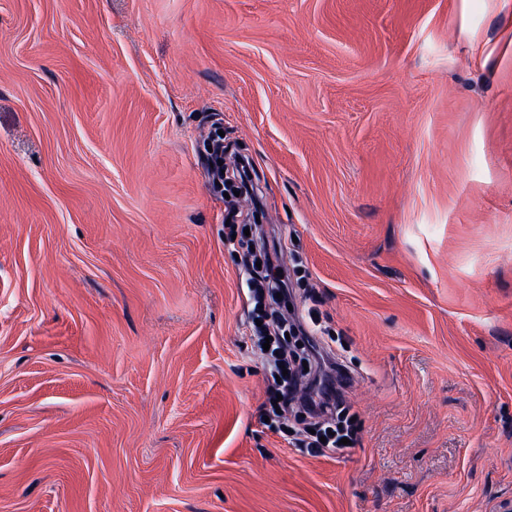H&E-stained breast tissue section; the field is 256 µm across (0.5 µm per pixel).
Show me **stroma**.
<instances>
[{
  "mask_svg": "<svg viewBox=\"0 0 512 512\" xmlns=\"http://www.w3.org/2000/svg\"><path fill=\"white\" fill-rule=\"evenodd\" d=\"M253 161L362 445L269 372L203 157ZM512 507V0H0V512Z\"/></svg>",
  "mask_w": 512,
  "mask_h": 512,
  "instance_id": "stroma-1",
  "label": "stroma"
}]
</instances>
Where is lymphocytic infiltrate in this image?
Wrapping results in <instances>:
<instances>
[{"mask_svg":"<svg viewBox=\"0 0 512 512\" xmlns=\"http://www.w3.org/2000/svg\"><path fill=\"white\" fill-rule=\"evenodd\" d=\"M229 232L244 250L250 275L246 317L252 326L251 338L256 345H268L274 359V382L262 417L278 431L287 427L290 416L303 414L307 430L298 445L314 456L334 457L360 447V428L346 399L353 381L351 370L318 336V318L300 314L285 325L275 309L279 297L294 294L279 250L270 247L265 236L246 234L244 225H230Z\"/></svg>","mask_w":512,"mask_h":512,"instance_id":"obj_1","label":"lymphocytic infiltrate"}]
</instances>
